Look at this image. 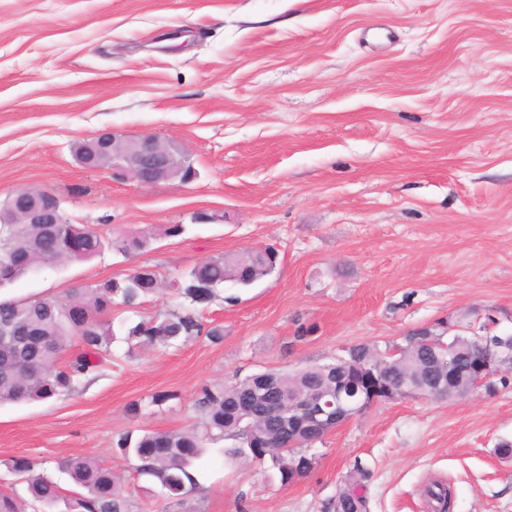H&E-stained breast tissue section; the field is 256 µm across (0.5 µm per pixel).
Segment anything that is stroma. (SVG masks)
<instances>
[{
	"instance_id": "35a3bbf8",
	"label": "stroma",
	"mask_w": 512,
	"mask_h": 512,
	"mask_svg": "<svg viewBox=\"0 0 512 512\" xmlns=\"http://www.w3.org/2000/svg\"><path fill=\"white\" fill-rule=\"evenodd\" d=\"M109 130L180 144L187 184L88 169L73 146ZM48 189L71 222L136 230L134 256L47 264L0 296L44 298L119 278H162L245 248L279 262L198 306L224 339L128 353L56 399L0 407V491L24 496L28 459L103 461L132 512H323L356 468L368 512H512V379L459 401L373 406L313 448L292 485L256 463L205 460L181 501L146 497L118 433L196 420L205 382L329 363L345 348L475 311L512 332V0H0V201ZM184 225L170 237L168 225ZM310 326L294 341L298 324ZM167 395L131 417V402Z\"/></svg>"
}]
</instances>
